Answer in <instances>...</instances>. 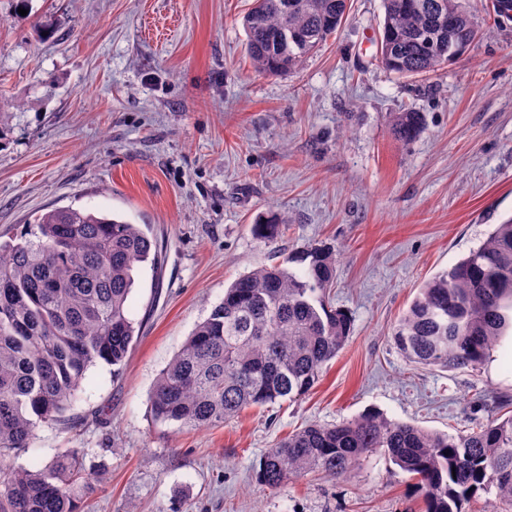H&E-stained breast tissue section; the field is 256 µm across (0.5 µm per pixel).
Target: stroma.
<instances>
[{"label": "stroma", "mask_w": 512, "mask_h": 512, "mask_svg": "<svg viewBox=\"0 0 512 512\" xmlns=\"http://www.w3.org/2000/svg\"><path fill=\"white\" fill-rule=\"evenodd\" d=\"M252 0H0V238L54 208L114 214L157 239L128 299L140 332L120 373L91 367L67 421L40 425L16 466L80 449L100 479L84 512H423L383 453L346 476L271 489L260 459L308 423L368 410L456 434L512 398L493 351L477 370L417 369L390 340L419 285L512 217V20L486 21L437 73L379 60L382 0L288 75L254 72ZM425 115L395 140L390 113ZM277 213L275 242L251 226ZM334 244L333 303L351 335L305 398L217 427L156 423L163 368L239 275L277 252Z\"/></svg>", "instance_id": "stroma-1"}]
</instances>
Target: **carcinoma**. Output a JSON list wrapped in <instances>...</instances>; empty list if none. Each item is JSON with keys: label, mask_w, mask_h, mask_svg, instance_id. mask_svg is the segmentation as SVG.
<instances>
[{"label": "carcinoma", "mask_w": 512, "mask_h": 512, "mask_svg": "<svg viewBox=\"0 0 512 512\" xmlns=\"http://www.w3.org/2000/svg\"><path fill=\"white\" fill-rule=\"evenodd\" d=\"M446 21L438 23L436 6ZM380 59L397 76L427 75L452 62L448 39L469 48L479 35L467 0H383ZM346 0H253L242 18L254 70L288 74L341 26ZM401 142L423 130L419 112L389 114ZM287 223L259 218L253 233L274 241ZM156 244L117 216L52 209L21 237L0 241V512H80L97 476L67 448L44 466L7 461L30 447L36 426L60 421L98 362L123 364L136 336L127 299L133 271L156 267ZM336 248L283 252L238 277L160 373L155 421L193 429L229 423L250 407L299 400L320 381L351 332L329 302ZM512 334V217L451 268L424 281L391 340L423 368L476 370ZM512 399L494 401L483 427L456 435L368 411L338 425L312 423L261 458L256 481L269 488L321 472L348 474L382 451L415 480L424 512H512Z\"/></svg>", "instance_id": "carcinoma-1"}]
</instances>
